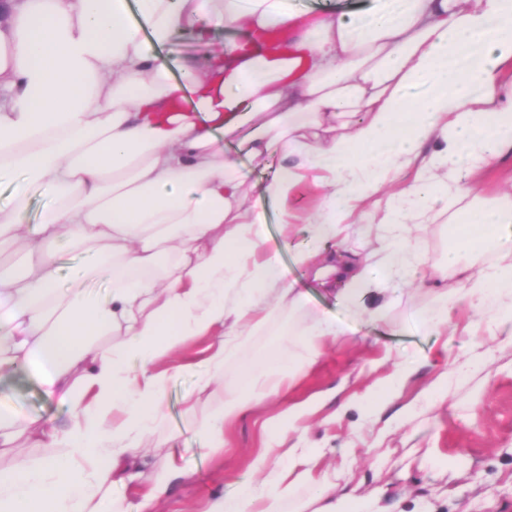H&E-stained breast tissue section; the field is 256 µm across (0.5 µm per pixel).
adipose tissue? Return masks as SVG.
<instances>
[{
  "label": "adipose tissue",
  "instance_id": "adipose-tissue-1",
  "mask_svg": "<svg viewBox=\"0 0 512 512\" xmlns=\"http://www.w3.org/2000/svg\"><path fill=\"white\" fill-rule=\"evenodd\" d=\"M0 19V244L25 251L21 272L0 270V381L34 373L67 406L56 425L0 413V512H123L112 492L137 484L142 437L163 415L170 374L156 362L193 336L217 340L199 374L220 396L200 426L203 447L224 445L226 423L280 395L295 358L256 368L222 392L225 363L267 309L297 310L306 296L280 268L263 231L264 204L280 207L312 177L321 190L308 220L314 244L378 224L391 239L379 264L407 279L422 265L408 227L436 207L473 200L448 250L458 278L423 314L438 334L467 303L495 328L512 326V193L481 205V175L512 165V0H403L370 22L351 12L307 17L289 0H6ZM287 27L285 48L250 53L228 41L172 80L152 49L215 30L259 36ZM151 41H144L143 32ZM428 95L413 100L421 79ZM280 156L263 199L252 198L238 159ZM413 180L392 185L405 172ZM54 198L35 224L21 221L28 192ZM87 260L60 274V243ZM491 248L500 259L473 273L461 257ZM105 278L106 298L87 280ZM288 436L257 455L251 476L207 512H279L293 486L312 512L339 504L366 512L309 449ZM43 451L36 459L19 441Z\"/></svg>",
  "mask_w": 512,
  "mask_h": 512
}]
</instances>
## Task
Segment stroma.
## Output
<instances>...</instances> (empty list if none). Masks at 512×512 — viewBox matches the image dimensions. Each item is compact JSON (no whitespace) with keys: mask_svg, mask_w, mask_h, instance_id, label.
<instances>
[{"mask_svg":"<svg viewBox=\"0 0 512 512\" xmlns=\"http://www.w3.org/2000/svg\"><path fill=\"white\" fill-rule=\"evenodd\" d=\"M224 33L211 43L175 37L159 49L171 70L200 60L222 46ZM270 247L279 249L283 271L305 292L308 305L299 311H272L225 365L222 388L243 383L245 372L260 362L295 350L298 332L313 315L343 324L346 336L328 340L321 356L281 397L224 429L222 449H201L198 424L217 402L201 399L194 412L185 400L196 394V370L184 367L211 345L209 337L188 340L173 372L163 418L155 436L173 437V447L190 480L176 482L159 512H202L219 494L238 490L248 478L252 459L271 447L287 427L290 406L314 402L304 417V445L323 451L329 468L345 467L350 487L359 497L377 500L382 512H512V336L474 335L472 310L458 304L451 314L453 336L443 338L426 327L422 314L435 304V290L419 282L381 283L372 270V287L383 290L387 317L374 322L329 293L301 265L293 250L282 247L278 209L266 206ZM454 211L438 212L431 223L415 224L411 236L422 246L424 271L440 266L448 247ZM408 375L391 404L374 414L358 403L373 384L395 367ZM0 410L17 417L65 422L64 407L46 398L35 377L20 375L0 382ZM389 451L377 459L374 448ZM417 455L409 463V455Z\"/></svg>","mask_w":512,"mask_h":512,"instance_id":"stroma-1","label":"stroma"}]
</instances>
